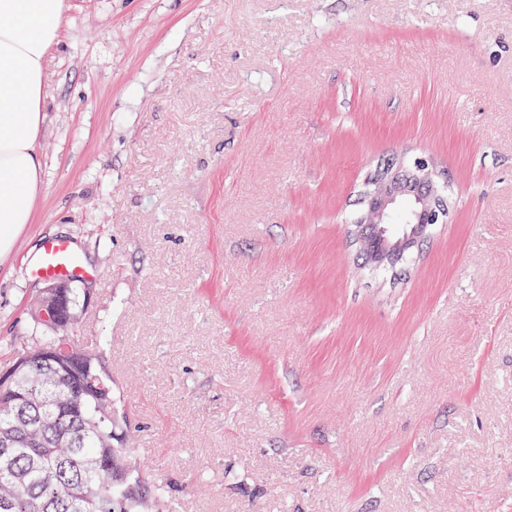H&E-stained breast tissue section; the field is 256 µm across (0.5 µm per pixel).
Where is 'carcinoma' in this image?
<instances>
[{"mask_svg":"<svg viewBox=\"0 0 512 512\" xmlns=\"http://www.w3.org/2000/svg\"><path fill=\"white\" fill-rule=\"evenodd\" d=\"M83 316L86 291L65 289ZM30 310L31 344L5 368L0 383V512H175L168 487L143 476L122 447L128 420L119 410L104 349L87 350L75 324L55 328ZM104 459L105 475L88 462Z\"/></svg>","mask_w":512,"mask_h":512,"instance_id":"obj_1","label":"carcinoma"}]
</instances>
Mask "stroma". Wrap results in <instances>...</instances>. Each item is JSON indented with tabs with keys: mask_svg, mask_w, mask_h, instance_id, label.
<instances>
[{
	"mask_svg": "<svg viewBox=\"0 0 512 512\" xmlns=\"http://www.w3.org/2000/svg\"><path fill=\"white\" fill-rule=\"evenodd\" d=\"M61 34L0 363L67 237L177 512H512V0H66ZM418 157L448 220L364 266L365 179Z\"/></svg>",
	"mask_w": 512,
	"mask_h": 512,
	"instance_id": "1",
	"label": "stroma"
}]
</instances>
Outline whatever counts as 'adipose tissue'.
I'll use <instances>...</instances> for the list:
<instances>
[{"instance_id":"adipose-tissue-1","label":"adipose tissue","mask_w":512,"mask_h":512,"mask_svg":"<svg viewBox=\"0 0 512 512\" xmlns=\"http://www.w3.org/2000/svg\"><path fill=\"white\" fill-rule=\"evenodd\" d=\"M65 8V0H0V253L31 223L43 192L46 62Z\"/></svg>"}]
</instances>
